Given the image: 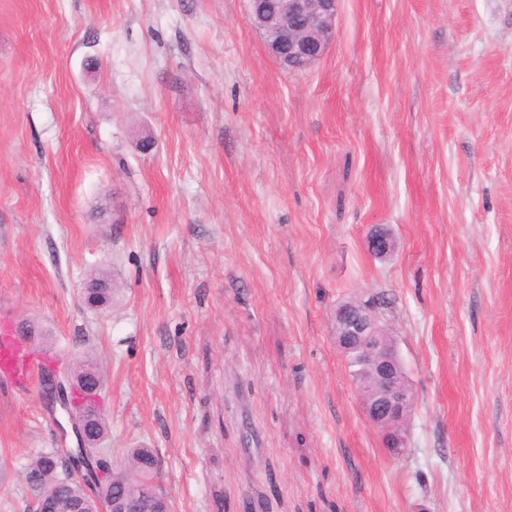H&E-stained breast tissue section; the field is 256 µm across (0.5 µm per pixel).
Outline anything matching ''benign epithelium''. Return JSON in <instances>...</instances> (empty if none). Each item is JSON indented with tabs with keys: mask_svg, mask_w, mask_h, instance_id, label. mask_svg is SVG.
Wrapping results in <instances>:
<instances>
[{
	"mask_svg": "<svg viewBox=\"0 0 512 512\" xmlns=\"http://www.w3.org/2000/svg\"><path fill=\"white\" fill-rule=\"evenodd\" d=\"M254 27L268 52L276 59L296 62L305 69L330 48L335 34L338 0H248ZM394 244L383 230L370 236L369 248L377 258L387 256ZM384 301L371 297L339 302L331 315L333 338L346 358L359 360L364 370L355 372V386L368 422L379 432L383 447L393 457L407 449L406 425L414 406V394L396 336L383 322ZM52 412H61L74 434L79 448H63L61 457L72 463L80 459V449L94 442L92 423L98 412L92 408L75 416L68 396L57 395L46 402ZM166 494L151 495L141 489L122 492L115 502L116 512H163Z\"/></svg>",
	"mask_w": 512,
	"mask_h": 512,
	"instance_id": "benign-epithelium-1",
	"label": "benign epithelium"
}]
</instances>
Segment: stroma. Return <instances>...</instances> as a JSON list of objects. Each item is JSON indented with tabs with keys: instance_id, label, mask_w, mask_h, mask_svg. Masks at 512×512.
<instances>
[{
	"instance_id": "35a3bbf8",
	"label": "stroma",
	"mask_w": 512,
	"mask_h": 512,
	"mask_svg": "<svg viewBox=\"0 0 512 512\" xmlns=\"http://www.w3.org/2000/svg\"><path fill=\"white\" fill-rule=\"evenodd\" d=\"M371 295L398 458L332 338ZM26 320L98 360L111 461L151 448L172 512H512V0H339L305 70L248 0H0V331ZM75 445L0 378V512ZM112 281L110 275L104 271L89 275L86 282L88 286L97 288H84V299L92 307H107L112 302V286L106 282Z\"/></svg>"
}]
</instances>
